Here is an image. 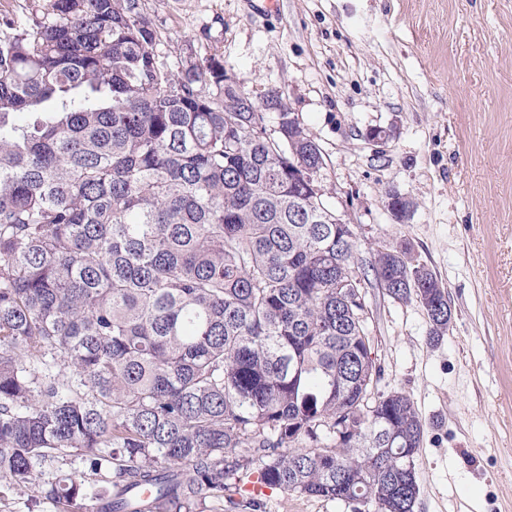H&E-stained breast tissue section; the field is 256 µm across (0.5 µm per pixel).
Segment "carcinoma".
<instances>
[{
	"label": "carcinoma",
	"instance_id": "1",
	"mask_svg": "<svg viewBox=\"0 0 512 512\" xmlns=\"http://www.w3.org/2000/svg\"><path fill=\"white\" fill-rule=\"evenodd\" d=\"M161 44L143 0L0 17V479L61 512H135L129 488L238 512L251 476L414 512L423 423L406 393L368 395L362 281L415 298L434 342L448 292L405 244L356 270L299 118L271 136L224 63L175 70ZM67 456L104 486L41 480Z\"/></svg>",
	"mask_w": 512,
	"mask_h": 512
}]
</instances>
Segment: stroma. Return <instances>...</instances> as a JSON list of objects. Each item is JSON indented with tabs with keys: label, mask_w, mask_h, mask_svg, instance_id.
Returning a JSON list of instances; mask_svg holds the SVG:
<instances>
[{
	"label": "stroma",
	"mask_w": 512,
	"mask_h": 512,
	"mask_svg": "<svg viewBox=\"0 0 512 512\" xmlns=\"http://www.w3.org/2000/svg\"><path fill=\"white\" fill-rule=\"evenodd\" d=\"M171 67L221 60L279 89L324 158L356 266L406 243L448 290L439 343L415 300L366 286L378 392L424 424L415 512H512V0H145ZM414 202L402 219L391 195ZM254 512H348L276 491Z\"/></svg>",
	"instance_id": "1"
}]
</instances>
